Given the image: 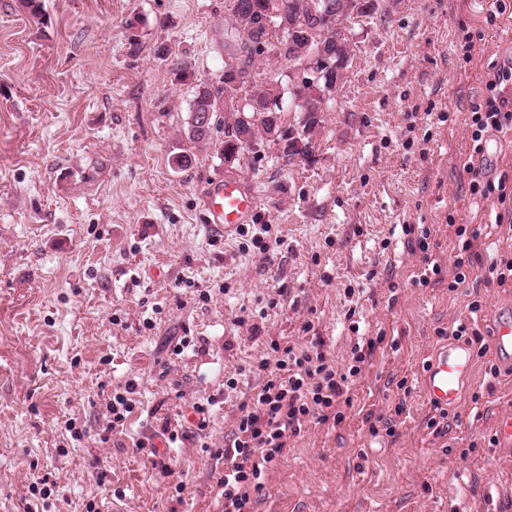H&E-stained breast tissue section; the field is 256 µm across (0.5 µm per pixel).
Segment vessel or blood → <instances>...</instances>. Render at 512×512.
Here are the masks:
<instances>
[{
	"label": "vessel or blood",
	"mask_w": 512,
	"mask_h": 512,
	"mask_svg": "<svg viewBox=\"0 0 512 512\" xmlns=\"http://www.w3.org/2000/svg\"><path fill=\"white\" fill-rule=\"evenodd\" d=\"M205 223L224 234L235 232L256 217L260 199L254 188L236 175H227L206 184L200 192ZM497 358L512 364V319L494 318L492 336ZM475 370L474 353L462 340L439 348L423 380L424 394L436 405H457L471 384Z\"/></svg>",
	"instance_id": "obj_1"
}]
</instances>
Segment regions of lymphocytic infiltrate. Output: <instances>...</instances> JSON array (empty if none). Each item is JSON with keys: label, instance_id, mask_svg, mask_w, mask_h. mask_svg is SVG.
<instances>
[{"label": "lymphocytic infiltrate", "instance_id": "1", "mask_svg": "<svg viewBox=\"0 0 512 512\" xmlns=\"http://www.w3.org/2000/svg\"><path fill=\"white\" fill-rule=\"evenodd\" d=\"M472 150L481 154L492 131L512 129V61L500 65L486 83V95L470 115ZM375 340L354 344L352 361L337 366L323 341L279 347L274 360H261L264 378L251 401L241 406L235 430L216 449L224 462L217 481L224 512H252L266 470L285 458L307 424L341 423L350 404V386L373 354Z\"/></svg>", "mask_w": 512, "mask_h": 512}]
</instances>
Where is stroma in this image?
<instances>
[{"instance_id": "stroma-1", "label": "stroma", "mask_w": 512, "mask_h": 512, "mask_svg": "<svg viewBox=\"0 0 512 512\" xmlns=\"http://www.w3.org/2000/svg\"><path fill=\"white\" fill-rule=\"evenodd\" d=\"M43 5L38 20L0 0V512H224L211 451L261 384L258 362L318 336L342 365L381 331L343 421L308 426L256 512H455L462 498L464 512H512V458L495 451L512 373L487 382L497 358L477 359L442 437L422 386L438 329L473 318L471 301L483 326L512 303L510 287L448 288L458 226L479 232L482 266L512 256L491 231L496 197L471 194L463 170L470 110L512 60V0H373L341 24L349 66L308 152L289 160L261 138L230 164L187 138L196 84L218 82L239 41L225 0ZM249 73L278 85L283 127L301 130L307 71L271 43ZM182 151L190 168L172 163ZM484 153V176L512 178V129ZM229 171L259 195L265 248L203 222L202 186ZM424 231L436 285L412 279L408 235ZM130 381L134 411L109 431ZM209 399L208 427L167 451L173 474L152 468L137 442L163 446V425L186 430ZM398 402L395 436L370 434L364 411Z\"/></svg>"}]
</instances>
